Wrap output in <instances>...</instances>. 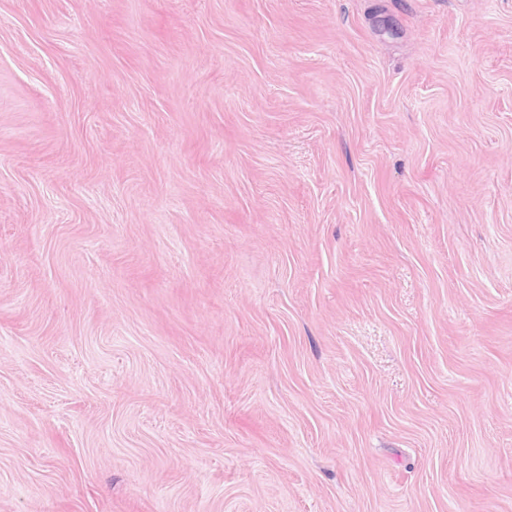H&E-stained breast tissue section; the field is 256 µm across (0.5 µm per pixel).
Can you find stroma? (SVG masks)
I'll return each mask as SVG.
<instances>
[{"instance_id":"stroma-1","label":"stroma","mask_w":512,"mask_h":512,"mask_svg":"<svg viewBox=\"0 0 512 512\" xmlns=\"http://www.w3.org/2000/svg\"><path fill=\"white\" fill-rule=\"evenodd\" d=\"M0 512H512V0H0Z\"/></svg>"}]
</instances>
